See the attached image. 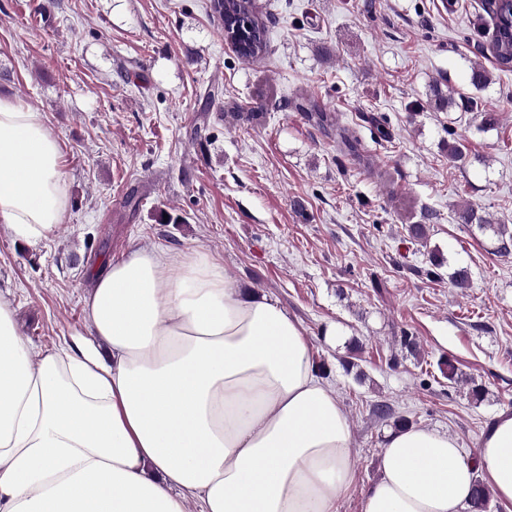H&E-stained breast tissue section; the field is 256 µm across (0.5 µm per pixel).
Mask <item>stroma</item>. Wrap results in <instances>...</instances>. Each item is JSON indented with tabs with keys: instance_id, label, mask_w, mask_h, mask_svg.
<instances>
[{
	"instance_id": "1",
	"label": "stroma",
	"mask_w": 512,
	"mask_h": 512,
	"mask_svg": "<svg viewBox=\"0 0 512 512\" xmlns=\"http://www.w3.org/2000/svg\"><path fill=\"white\" fill-rule=\"evenodd\" d=\"M206 3L0 0V97L43 113L70 198L37 246L0 229V295L22 340L52 350L82 328L93 275L137 245L213 257L276 300L329 364L356 472L339 512H360L392 428L374 404L457 437L467 458L512 413V253L453 219L467 204L512 227V72L492 71L483 90L468 82L490 36L484 0H257L271 34L254 62ZM437 84L462 92L443 112L429 106ZM306 99L341 113L376 173L297 110ZM234 110L263 118L247 128ZM484 112L495 124L482 131ZM458 139L467 152L453 161ZM131 193L144 200L135 213ZM419 223L422 241L408 231ZM458 268L469 287L451 284ZM331 325L345 342L326 341ZM406 334L418 355L402 352ZM354 343L360 380L342 367Z\"/></svg>"
}]
</instances>
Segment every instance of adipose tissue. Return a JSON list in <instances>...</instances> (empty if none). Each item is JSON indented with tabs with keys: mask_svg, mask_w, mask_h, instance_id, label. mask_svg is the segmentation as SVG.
Wrapping results in <instances>:
<instances>
[{
	"mask_svg": "<svg viewBox=\"0 0 512 512\" xmlns=\"http://www.w3.org/2000/svg\"><path fill=\"white\" fill-rule=\"evenodd\" d=\"M59 139L0 98V224L46 241L69 208ZM84 326L33 353L0 296V512H338L352 431L302 327L208 255L143 247L97 272ZM512 512V414L458 438L389 432L361 512H464L478 472Z\"/></svg>",
	"mask_w": 512,
	"mask_h": 512,
	"instance_id": "adipose-tissue-1",
	"label": "adipose tissue"
}]
</instances>
